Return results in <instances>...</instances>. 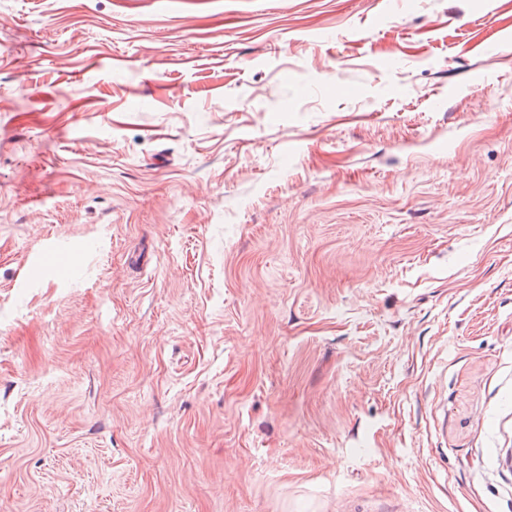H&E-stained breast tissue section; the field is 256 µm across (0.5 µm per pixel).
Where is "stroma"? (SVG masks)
<instances>
[{"label": "stroma", "instance_id": "stroma-1", "mask_svg": "<svg viewBox=\"0 0 512 512\" xmlns=\"http://www.w3.org/2000/svg\"><path fill=\"white\" fill-rule=\"evenodd\" d=\"M0 512H512V0H0Z\"/></svg>", "mask_w": 512, "mask_h": 512}]
</instances>
